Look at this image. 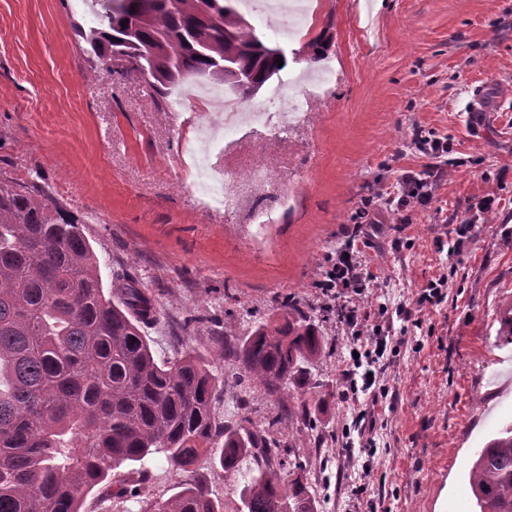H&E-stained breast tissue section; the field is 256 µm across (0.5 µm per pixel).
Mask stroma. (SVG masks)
<instances>
[{
  "instance_id": "stroma-1",
  "label": "stroma",
  "mask_w": 512,
  "mask_h": 512,
  "mask_svg": "<svg viewBox=\"0 0 512 512\" xmlns=\"http://www.w3.org/2000/svg\"><path fill=\"white\" fill-rule=\"evenodd\" d=\"M309 2L307 24L275 39L287 69L246 109L276 111L286 87L311 122L277 136L246 127L228 145L223 108L199 132L197 102L157 108L147 79L83 51L75 28L95 22L87 0H0V178L45 189L80 217L104 287L131 281L154 299L142 331L156 358L190 351L210 362L225 421L259 425L278 408L238 383L230 347L288 300L319 324L325 351L307 371L323 398L295 390L308 414L289 431L308 451L321 512H474L473 453L512 423V344L495 317L512 304V0ZM317 37L320 85L308 73ZM434 135L448 140L447 174L429 204L400 207L401 176L423 172L419 143ZM214 171L234 184L235 210L205 204ZM489 194L492 209L479 212ZM369 197L379 228L359 302L412 319H393L376 449L352 459L344 426L361 406L341 390L354 340L317 283ZM261 210L274 224L258 244L249 219ZM465 218L472 230L456 254ZM442 277L435 302L420 303ZM197 482L234 497L206 457L190 472L153 461L145 486L163 500Z\"/></svg>"
}]
</instances>
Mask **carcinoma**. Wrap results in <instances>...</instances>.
Returning <instances> with one entry per match:
<instances>
[{"instance_id":"1","label":"carcinoma","mask_w":512,"mask_h":512,"mask_svg":"<svg viewBox=\"0 0 512 512\" xmlns=\"http://www.w3.org/2000/svg\"><path fill=\"white\" fill-rule=\"evenodd\" d=\"M239 0H91L97 24L77 34L99 63L119 52L128 71L153 79L158 105L189 77L227 86L224 63L258 87L280 76L275 47L240 13ZM105 296L81 222L48 193L0 179V512H80L103 484L140 512H319L299 453L282 461L299 363L323 352L319 326L296 304L258 323L236 346L238 381L263 388L282 409L257 429L249 417L215 415L219 380L191 352L155 359L141 325L156 314L133 284ZM213 452L237 480L238 499L191 484L155 501L137 485L112 488V471L161 454L187 471ZM252 457L255 467L242 470ZM292 478L281 477L283 467ZM470 486L479 512H512V427L475 453Z\"/></svg>"}]
</instances>
